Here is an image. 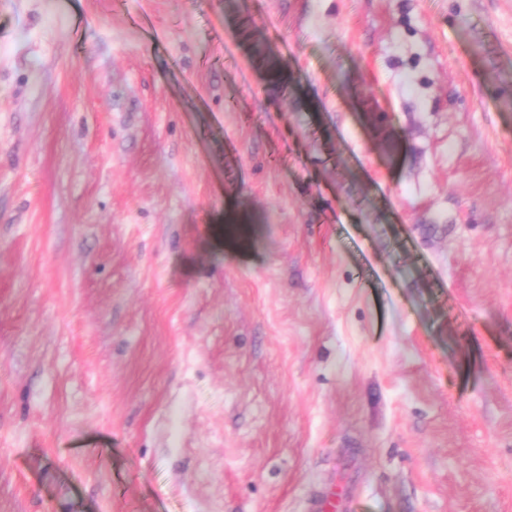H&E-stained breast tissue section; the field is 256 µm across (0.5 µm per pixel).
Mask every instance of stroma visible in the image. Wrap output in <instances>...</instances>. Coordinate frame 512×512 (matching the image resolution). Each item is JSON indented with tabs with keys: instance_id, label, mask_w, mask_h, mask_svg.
Instances as JSON below:
<instances>
[{
	"instance_id": "35a3bbf8",
	"label": "stroma",
	"mask_w": 512,
	"mask_h": 512,
	"mask_svg": "<svg viewBox=\"0 0 512 512\" xmlns=\"http://www.w3.org/2000/svg\"><path fill=\"white\" fill-rule=\"evenodd\" d=\"M328 490L512 512V0H0V512Z\"/></svg>"
}]
</instances>
